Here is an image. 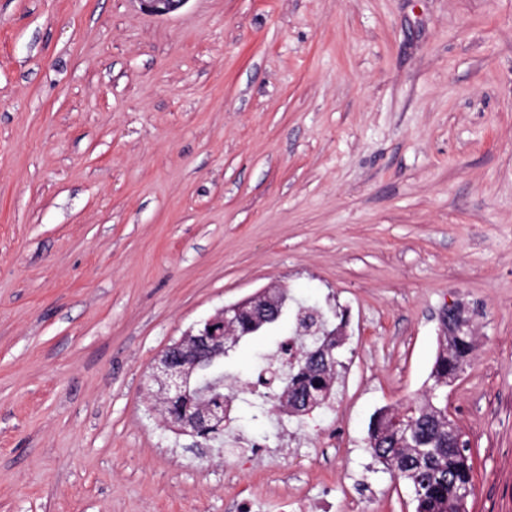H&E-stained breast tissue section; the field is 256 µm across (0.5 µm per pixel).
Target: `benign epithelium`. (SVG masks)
<instances>
[{
  "mask_svg": "<svg viewBox=\"0 0 512 512\" xmlns=\"http://www.w3.org/2000/svg\"><path fill=\"white\" fill-rule=\"evenodd\" d=\"M137 2L143 12L162 17L177 12L188 0ZM287 303L288 297L283 294V289L271 284L219 309L157 355L149 375V382L156 387L152 392V410L163 416L168 428L175 433L194 437L198 426L224 420V411L211 406L198 407L192 417L175 413L173 408L188 395L190 381L197 383V390L201 393L209 390L210 381L205 379V375L212 368L213 362L238 341L241 326L266 322L274 318ZM467 316L468 311L463 304L452 303L443 311L441 325L452 330Z\"/></svg>",
  "mask_w": 512,
  "mask_h": 512,
  "instance_id": "1",
  "label": "benign epithelium"
}]
</instances>
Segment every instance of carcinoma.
Wrapping results in <instances>:
<instances>
[{"mask_svg":"<svg viewBox=\"0 0 512 512\" xmlns=\"http://www.w3.org/2000/svg\"><path fill=\"white\" fill-rule=\"evenodd\" d=\"M314 340L299 337L297 371L282 379L283 387L275 396L276 403L290 413L295 412L297 395L310 394L318 400L334 391L342 361L317 372L305 355ZM473 349L474 336L445 333L423 399L403 411L384 408L369 424L367 444L372 458L382 470L407 483L415 512H466L463 493L474 491L472 454L448 447V427L435 421L438 415L448 416L439 393L458 378Z\"/></svg>","mask_w":512,"mask_h":512,"instance_id":"cac0c4a2","label":"carcinoma"}]
</instances>
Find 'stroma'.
Instances as JSON below:
<instances>
[{
  "label": "stroma",
  "instance_id": "1",
  "mask_svg": "<svg viewBox=\"0 0 512 512\" xmlns=\"http://www.w3.org/2000/svg\"><path fill=\"white\" fill-rule=\"evenodd\" d=\"M272 283L345 313L336 410L283 416L281 334L244 340L194 446L154 359ZM453 301L468 512H512V0H0V512H414L367 430ZM140 9L152 16H168L181 9L188 0H136Z\"/></svg>",
  "mask_w": 512,
  "mask_h": 512
}]
</instances>
